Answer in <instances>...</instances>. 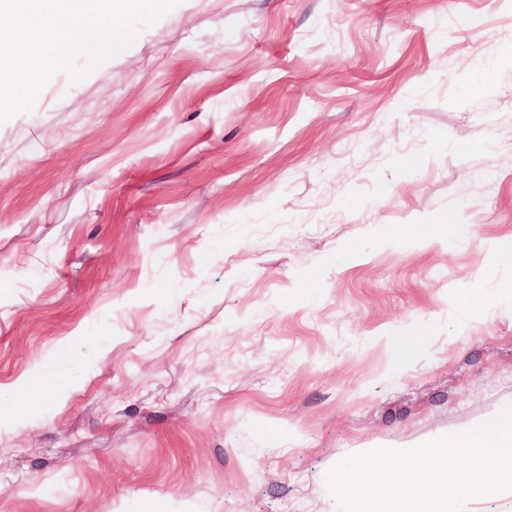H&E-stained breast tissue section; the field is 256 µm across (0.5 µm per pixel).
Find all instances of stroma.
Instances as JSON below:
<instances>
[{
    "instance_id": "35a3bbf8",
    "label": "stroma",
    "mask_w": 512,
    "mask_h": 512,
    "mask_svg": "<svg viewBox=\"0 0 512 512\" xmlns=\"http://www.w3.org/2000/svg\"><path fill=\"white\" fill-rule=\"evenodd\" d=\"M509 239L512 0H183L0 124V512H337L512 401Z\"/></svg>"
}]
</instances>
